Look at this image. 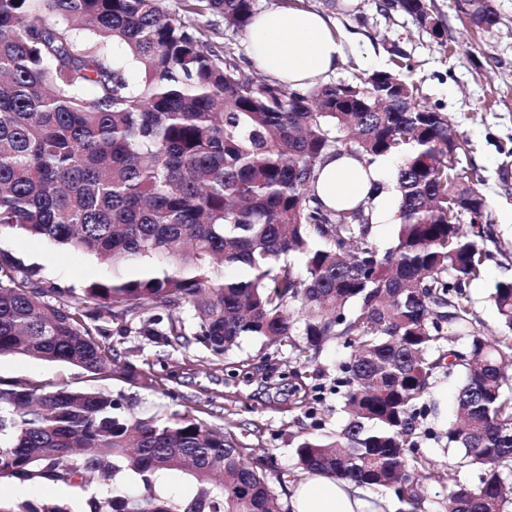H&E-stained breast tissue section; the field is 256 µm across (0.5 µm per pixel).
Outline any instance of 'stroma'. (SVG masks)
Here are the masks:
<instances>
[{
  "mask_svg": "<svg viewBox=\"0 0 512 512\" xmlns=\"http://www.w3.org/2000/svg\"><path fill=\"white\" fill-rule=\"evenodd\" d=\"M492 4L499 21L493 28L480 29L468 22L458 0H428L443 28L442 38L437 39L407 13L384 9L382 0H301L302 7L330 19L344 45L343 58L326 77V84L358 81L372 71L395 68L396 58H403L406 66L399 69L400 75L417 88L419 103L446 113L455 136L466 142L458 170L485 196L488 222L500 251L497 261L467 287L473 322L487 337L500 330L490 294L498 282L512 279V0H492ZM190 21L210 46L255 70L246 51V32L225 27L221 17L210 14L191 16ZM0 252L38 267L45 283L61 288L82 289L101 274L94 258L23 235L0 238ZM108 335L118 349L119 362H148L155 371L171 375L160 390L133 387L117 376L105 380V388L122 404L121 414L164 419L175 412L203 409L215 427L233 422L238 435L257 454L273 453L276 469L269 484L278 504H285L300 478L294 469L295 434H322L343 422L334 396L313 401L310 411L293 410L287 385L267 383L258 375L247 383L231 378L223 362L196 346H159L144 341L135 328L119 324L111 325ZM0 379L73 388L90 384L87 374L76 366L13 354L0 355ZM463 379L459 368L439 375L430 407L419 420L416 440L436 464L417 488L423 512H445L449 485L469 478L463 470L449 472L447 450L438 438L453 415L454 397ZM0 497L19 504L51 499L69 512H84L88 492L78 485H22L4 479Z\"/></svg>",
  "mask_w": 512,
  "mask_h": 512,
  "instance_id": "1",
  "label": "stroma"
}]
</instances>
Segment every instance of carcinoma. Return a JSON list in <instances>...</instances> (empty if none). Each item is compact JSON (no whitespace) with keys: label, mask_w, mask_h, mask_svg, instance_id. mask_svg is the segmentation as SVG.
<instances>
[{"label":"carcinoma","mask_w":512,"mask_h":512,"mask_svg":"<svg viewBox=\"0 0 512 512\" xmlns=\"http://www.w3.org/2000/svg\"><path fill=\"white\" fill-rule=\"evenodd\" d=\"M248 28L254 0H184ZM442 38L427 0H384ZM477 27L498 23L492 0H466ZM112 50H107V45ZM392 71L303 90L248 75L209 47L162 0H0V236L19 233L93 257L100 278L72 291L35 282L36 269L0 259V355L115 371L108 324L139 320L157 345L185 341L224 359L245 337L279 354L227 363L245 381L288 380L305 408L306 369L332 342L351 349L335 394L345 423L302 437L296 467L393 493L421 512L417 482L432 466L411 440L434 379L465 369L444 428L468 482L451 512L512 507V281L492 299L504 332L472 322L467 285L496 254L485 197L448 164L465 152L448 115L417 102ZM348 154L367 164L401 156L397 238L371 236L363 203L327 209L311 194L318 165ZM163 308L169 314L152 313ZM188 308L194 324L173 312ZM454 333H448V329ZM121 377L164 376L126 363ZM102 388L0 380V479L71 486L138 476L142 492L92 495L86 512H276L274 458L251 460L233 430L203 415L121 416ZM180 470L196 491L161 495L155 478ZM0 512H67L57 502L0 500Z\"/></svg>","instance_id":"obj_1"}]
</instances>
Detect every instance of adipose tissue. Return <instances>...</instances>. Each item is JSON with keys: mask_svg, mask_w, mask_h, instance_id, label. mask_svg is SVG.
<instances>
[{"mask_svg": "<svg viewBox=\"0 0 512 512\" xmlns=\"http://www.w3.org/2000/svg\"><path fill=\"white\" fill-rule=\"evenodd\" d=\"M248 52L257 67L278 83L305 89L334 72L343 47L323 14L288 6L257 14L248 27ZM384 158L367 164L350 156L325 159L312 184L320 202L330 208H349L368 201L374 217L390 203L382 182ZM291 512H376L372 495L363 487L312 476L300 481L288 499Z\"/></svg>", "mask_w": 512, "mask_h": 512, "instance_id": "adipose-tissue-1", "label": "adipose tissue"}]
</instances>
